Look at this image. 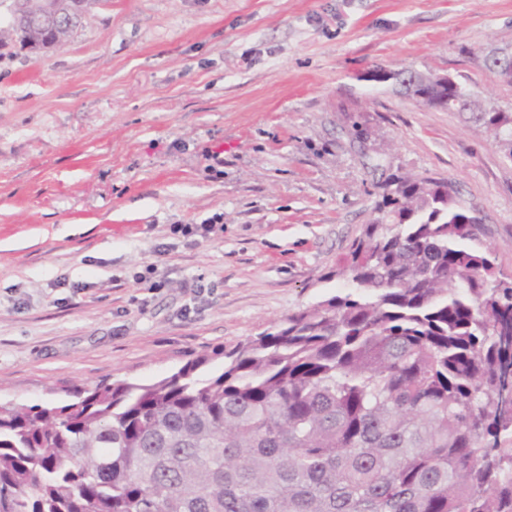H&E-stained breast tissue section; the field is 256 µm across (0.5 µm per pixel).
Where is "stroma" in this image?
Segmentation results:
<instances>
[{
    "label": "stroma",
    "instance_id": "stroma-1",
    "mask_svg": "<svg viewBox=\"0 0 512 512\" xmlns=\"http://www.w3.org/2000/svg\"><path fill=\"white\" fill-rule=\"evenodd\" d=\"M509 47L512 0H97L63 48L0 44V402L222 368L343 292L384 171L451 180L512 277V160L368 77L512 112L485 66Z\"/></svg>",
    "mask_w": 512,
    "mask_h": 512
}]
</instances>
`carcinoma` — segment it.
Returning <instances> with one entry per match:
<instances>
[{
	"label": "carcinoma",
	"mask_w": 512,
	"mask_h": 512,
	"mask_svg": "<svg viewBox=\"0 0 512 512\" xmlns=\"http://www.w3.org/2000/svg\"><path fill=\"white\" fill-rule=\"evenodd\" d=\"M405 78L512 160V112ZM376 212L336 268L348 291L222 371L1 403L0 512H512V281L451 182L391 173Z\"/></svg>",
	"instance_id": "carcinoma-1"
}]
</instances>
